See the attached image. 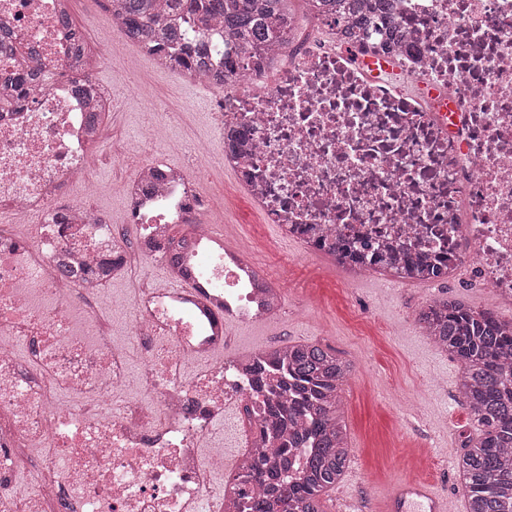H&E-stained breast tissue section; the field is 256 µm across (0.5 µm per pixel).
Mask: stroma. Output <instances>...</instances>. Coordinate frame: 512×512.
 Instances as JSON below:
<instances>
[{
    "label": "stroma",
    "instance_id": "stroma-1",
    "mask_svg": "<svg viewBox=\"0 0 512 512\" xmlns=\"http://www.w3.org/2000/svg\"><path fill=\"white\" fill-rule=\"evenodd\" d=\"M104 5L105 0H73L71 16L88 33L90 71L97 85L127 91L121 107L108 118L109 130L116 139H140L148 107L137 86L147 85L166 104L169 126L162 139L142 144L140 151L146 158L162 154L169 166L181 167L188 162L185 142L214 138L217 95L161 68L125 39L116 36L103 44L97 25L107 15ZM132 174V167L108 160L94 171L99 189L90 202L114 223L125 218L123 184ZM201 189L223 197L225 235L251 237L257 259L275 255L288 260L286 312L259 322L227 318L233 345L225 359L270 347L319 343L353 366L339 415L351 449L348 468L356 478L341 481L323 497L325 512H350V497L382 499L390 484L405 475L429 478L451 496L464 494L452 461L462 456L461 445L474 430L467 409L454 399L460 364L424 336L416 316L426 303L447 296L476 310H497L500 302L487 289L459 281L394 288L385 274L352 279L341 265L302 248L276 225L263 223L231 171L210 169Z\"/></svg>",
    "mask_w": 512,
    "mask_h": 512
}]
</instances>
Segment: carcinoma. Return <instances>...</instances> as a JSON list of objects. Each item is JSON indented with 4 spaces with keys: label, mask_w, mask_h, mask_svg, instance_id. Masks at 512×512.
Wrapping results in <instances>:
<instances>
[{
    "label": "carcinoma",
    "mask_w": 512,
    "mask_h": 512,
    "mask_svg": "<svg viewBox=\"0 0 512 512\" xmlns=\"http://www.w3.org/2000/svg\"><path fill=\"white\" fill-rule=\"evenodd\" d=\"M108 12L121 21L127 38L162 67L183 73L212 71L220 45L206 26L220 25L239 43L260 49L286 42L291 0H108ZM353 19L386 18L388 0L372 13L353 0ZM31 59L16 57V87L35 89ZM418 254L403 265L388 261L380 269L406 281H428ZM88 280L112 276V263L87 267ZM426 335L461 364L457 391L469 410L477 440L462 456L468 479L467 512H512V321L491 309L475 311L442 298L418 312ZM253 390L269 401L259 425L258 446L238 466L239 488L224 495L225 512H322L319 497L344 474L351 449L336 420L339 392L352 365L318 343L260 352L249 360Z\"/></svg>",
    "instance_id": "cac0c4a2"
}]
</instances>
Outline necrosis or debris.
Returning <instances> with one entry per match:
<instances>
[{"instance_id": "4bbe7bcc", "label": "necrosis or debris", "mask_w": 512, "mask_h": 512, "mask_svg": "<svg viewBox=\"0 0 512 512\" xmlns=\"http://www.w3.org/2000/svg\"><path fill=\"white\" fill-rule=\"evenodd\" d=\"M391 2L366 28L289 16L287 49L255 64L225 37L243 62L218 101L225 135L189 144L182 169L142 160L120 236L84 202L105 137L92 115L120 92L78 93L60 0H0V47H28L41 73L0 108V512H224L212 480L236 483L235 453L256 439L243 414L260 398L243 363L217 357L223 318H266L270 275L241 262L250 239L220 248L221 205L199 191L211 166L308 249L419 253L435 282L455 275L512 303V0ZM63 209L72 223H57ZM181 224L192 288L138 289L116 344L108 284L83 268L132 274L163 260Z\"/></svg>"}]
</instances>
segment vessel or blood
Wrapping results in <instances>:
<instances>
[{
  "mask_svg": "<svg viewBox=\"0 0 512 512\" xmlns=\"http://www.w3.org/2000/svg\"><path fill=\"white\" fill-rule=\"evenodd\" d=\"M378 512H460V502L438 492L431 479L409 476L392 484Z\"/></svg>",
  "mask_w": 512,
  "mask_h": 512,
  "instance_id": "1",
  "label": "vessel or blood"
}]
</instances>
